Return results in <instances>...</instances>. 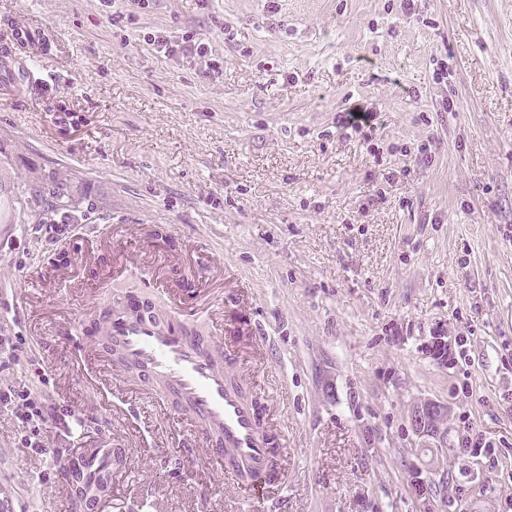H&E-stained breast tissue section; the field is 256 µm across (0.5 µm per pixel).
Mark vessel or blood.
<instances>
[{"label": "vessel or blood", "mask_w": 512, "mask_h": 512, "mask_svg": "<svg viewBox=\"0 0 512 512\" xmlns=\"http://www.w3.org/2000/svg\"><path fill=\"white\" fill-rule=\"evenodd\" d=\"M170 255L150 248L114 252L117 274L149 275ZM58 331L79 339L81 357H95L115 385L135 384L199 425L198 445L220 457L224 478L239 486L283 484L266 400L253 391L250 373L222 338L183 323L178 309H159L137 298H117L91 319L69 318ZM126 461L121 447L74 448L62 459L73 500L95 493Z\"/></svg>", "instance_id": "1"}]
</instances>
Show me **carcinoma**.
<instances>
[{"label": "carcinoma", "mask_w": 512, "mask_h": 512, "mask_svg": "<svg viewBox=\"0 0 512 512\" xmlns=\"http://www.w3.org/2000/svg\"><path fill=\"white\" fill-rule=\"evenodd\" d=\"M10 168L7 148L0 143V193H8L0 196V224H40L49 210L65 224L82 212L83 196L67 180L31 176L13 183Z\"/></svg>", "instance_id": "obj_1"}]
</instances>
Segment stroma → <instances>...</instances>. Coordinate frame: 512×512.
Here are the masks:
<instances>
[{
    "label": "stroma",
    "instance_id": "stroma-1",
    "mask_svg": "<svg viewBox=\"0 0 512 512\" xmlns=\"http://www.w3.org/2000/svg\"><path fill=\"white\" fill-rule=\"evenodd\" d=\"M8 20L43 31L33 79L0 57L14 176L69 178L86 223L180 257L183 318L241 334L285 443V488L245 490L182 458L190 416L135 389L103 414L52 326L155 291L109 279L107 234L12 225L0 308L26 280L30 301L0 316L25 339L0 387L48 398L47 447L126 448L101 512H512V0H0ZM427 402L440 447L410 425ZM1 497L76 512L3 405ZM448 407L430 402L417 406L411 415L410 424L421 438L443 439L447 431Z\"/></svg>",
    "mask_w": 512,
    "mask_h": 512
}]
</instances>
